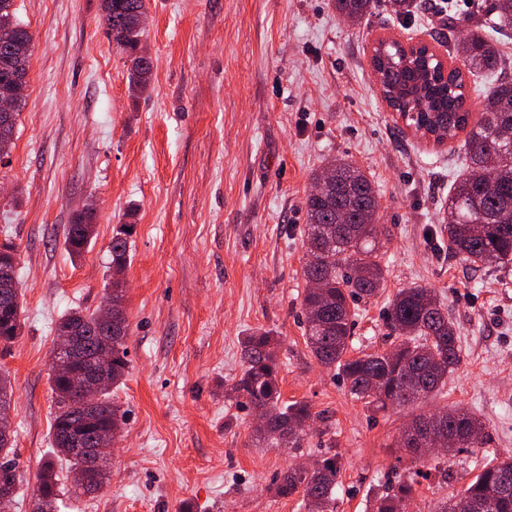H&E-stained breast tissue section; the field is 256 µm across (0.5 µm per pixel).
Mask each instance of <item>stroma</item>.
<instances>
[{"label":"stroma","instance_id":"35a3bbf8","mask_svg":"<svg viewBox=\"0 0 512 512\" xmlns=\"http://www.w3.org/2000/svg\"><path fill=\"white\" fill-rule=\"evenodd\" d=\"M489 2L430 0L398 17L376 0L353 23L331 0H147L153 74L134 97L103 0H16L33 43L0 158V247L14 248L24 293L23 332L0 348L21 474L10 512H31L51 452L55 326L109 295V246L123 224L129 368L111 399L125 421L95 493L57 463L58 512H308L276 483L333 453L343 464L335 512H366L410 465L398 442L413 415L445 408L480 418L486 443L459 453L447 477L421 480L407 512H428L512 453V263L475 269L449 252L443 218L465 138L439 145L407 128L370 65L379 41L440 46V11L462 34ZM338 157L375 187L388 271L358 304L353 355L395 342L385 312L401 288L431 289L457 325L463 360L426 404L364 407L306 343L305 201ZM90 201L94 235L75 259L64 230ZM260 329L278 341L282 403L319 415L297 448L258 444L256 412L232 390L243 338Z\"/></svg>","mask_w":512,"mask_h":512}]
</instances>
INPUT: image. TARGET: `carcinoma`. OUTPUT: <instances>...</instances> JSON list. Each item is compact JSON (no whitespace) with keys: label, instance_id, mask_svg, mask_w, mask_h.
I'll use <instances>...</instances> for the list:
<instances>
[{"label":"carcinoma","instance_id":"obj_1","mask_svg":"<svg viewBox=\"0 0 512 512\" xmlns=\"http://www.w3.org/2000/svg\"><path fill=\"white\" fill-rule=\"evenodd\" d=\"M15 0H0V96L12 92L18 72V56L28 62L32 34L16 18ZM147 0H109L103 18L112 34V44L121 49L128 62L131 94L146 91L151 82L152 64L133 54L142 40L143 29L128 23L133 15L147 14ZM336 13L357 22L368 14L373 0H332ZM398 16L422 7L418 0H387ZM492 18L472 22L465 35L453 34L448 22V54L460 57L464 68L444 69L424 48L406 53L395 41L379 44L370 64L380 77L382 94L395 112L407 117L409 125L422 135L442 143L466 133L470 158L468 173L457 181L448 196V250L470 263L506 265L512 262V141L502 131H512V81H498L483 95L481 115L472 120L466 92V74L501 73L504 60L488 31L512 29V0H494ZM336 185L327 193L310 192L306 198V244L308 260L303 273L309 287L303 297L307 344L314 358L342 375L350 394L376 409L425 403L462 361L458 331L431 290L424 287L400 289L387 313L400 341L387 351L351 356L355 301L375 296L385 288L386 269L381 263L377 224L376 190L368 176L346 158L335 160ZM127 232L112 237L111 264L123 271L129 264ZM93 236V228L78 214L65 228L70 255L78 257ZM21 289L0 295V346L11 345L21 335ZM78 330L77 342L83 363L93 366L100 351H112L107 383L95 406L85 412L79 393L68 372L51 368L50 384L56 413L52 425L53 453L74 470L88 459L71 452L69 441L78 427L80 436L91 444L100 434L116 435L119 410L109 391L120 386L126 375L125 339L128 324L119 332L103 334L97 314L71 312L62 317L57 332ZM275 338L256 331L245 339V368L233 385L239 397L269 421L255 432L273 448H297L302 432L314 420L311 406L303 401L281 404ZM444 432L454 441L432 460L417 446L405 451L413 460L409 475L391 483L369 501L370 512H405L415 492L416 478H426L430 470L448 471L457 452L481 444L484 427L475 414L464 409L439 411ZM13 442L0 440V489L16 490L19 483ZM338 454L323 457L312 470L292 469L280 478L277 493L298 494L316 512H334L336 487L341 471ZM59 496L54 460L43 464L39 475L34 512H55ZM466 498L470 512H512V455L494 457L462 492L435 503L430 512H453L455 501Z\"/></svg>","mask_w":512,"mask_h":512}]
</instances>
